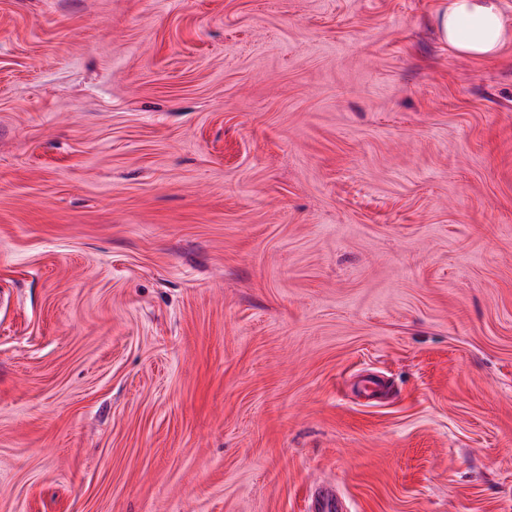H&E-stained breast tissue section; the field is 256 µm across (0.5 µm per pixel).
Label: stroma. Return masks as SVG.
<instances>
[{
	"mask_svg": "<svg viewBox=\"0 0 512 512\" xmlns=\"http://www.w3.org/2000/svg\"><path fill=\"white\" fill-rule=\"evenodd\" d=\"M438 4L0 0V512H512V41ZM434 23L441 41L461 55L493 57L512 41L499 0H443Z\"/></svg>",
	"mask_w": 512,
	"mask_h": 512,
	"instance_id": "obj_1",
	"label": "stroma"
}]
</instances>
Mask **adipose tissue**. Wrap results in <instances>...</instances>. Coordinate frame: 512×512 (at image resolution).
<instances>
[{
    "label": "adipose tissue",
    "mask_w": 512,
    "mask_h": 512,
    "mask_svg": "<svg viewBox=\"0 0 512 512\" xmlns=\"http://www.w3.org/2000/svg\"><path fill=\"white\" fill-rule=\"evenodd\" d=\"M434 23L441 41L461 55L489 58L512 41L499 0H443Z\"/></svg>",
    "instance_id": "ef3b65f1"
}]
</instances>
